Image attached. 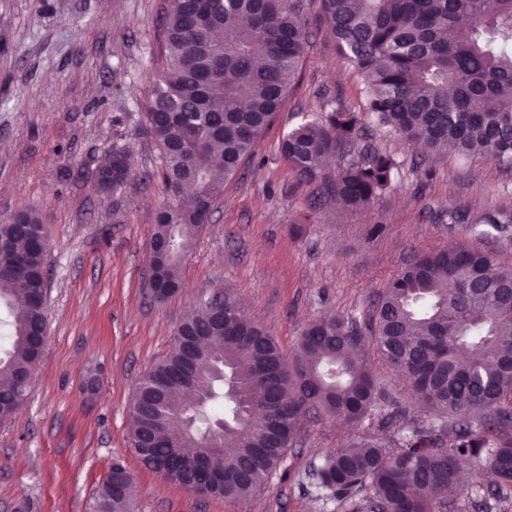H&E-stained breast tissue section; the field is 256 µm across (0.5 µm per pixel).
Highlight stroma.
Instances as JSON below:
<instances>
[{
  "label": "stroma",
  "mask_w": 512,
  "mask_h": 512,
  "mask_svg": "<svg viewBox=\"0 0 512 512\" xmlns=\"http://www.w3.org/2000/svg\"><path fill=\"white\" fill-rule=\"evenodd\" d=\"M167 7L0 0V219L35 212L47 236L46 342L25 403L0 418V512H87L116 457L132 476L133 512H317L311 462L365 423L309 418L280 471L241 499L197 497L135 455L132 395L183 317L234 297L287 353L313 320H362L417 254L463 244L512 264V167L425 151L370 123L365 144L399 164L391 188L361 209L310 210L319 190L296 178L283 135L308 113L364 108L361 77L315 26L276 120L201 229L181 290L150 299L143 284L164 189L144 101L162 64ZM123 147L134 173L100 194L95 172ZM489 219L506 232L467 233Z\"/></svg>",
  "instance_id": "stroma-1"
}]
</instances>
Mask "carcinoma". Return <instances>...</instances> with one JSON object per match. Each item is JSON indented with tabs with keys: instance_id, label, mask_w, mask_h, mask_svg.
<instances>
[{
	"instance_id": "obj_1",
	"label": "carcinoma",
	"mask_w": 512,
	"mask_h": 512,
	"mask_svg": "<svg viewBox=\"0 0 512 512\" xmlns=\"http://www.w3.org/2000/svg\"><path fill=\"white\" fill-rule=\"evenodd\" d=\"M169 0L165 64L154 73L147 124L158 142L165 198L150 242L149 262L163 287L182 286L183 264L199 232L201 212L215 205L257 140L281 111L308 39L305 0ZM318 21L364 78L366 116L406 142L460 156L480 153L512 166V0H320ZM468 22L467 35L459 23ZM361 117L343 107L307 115L281 140L298 179L321 198L362 208L391 187L397 163L367 148L351 153ZM125 166L101 169L112 191L130 177ZM42 229L33 213L0 220V244L23 259L0 270V319L10 349L0 357V410L7 417L26 398L38 362L32 336L44 312L32 302L44 278L45 254L33 245ZM168 354L138 383L129 407L128 440L151 442L142 462L170 482L200 468L205 432L224 423L223 491L240 499L277 473L316 413L369 420L349 445L312 464L323 512H512V265L461 247L420 255L390 279L369 307L365 328L336 320L304 327L290 357L267 329L224 298V320L204 304L179 324ZM374 353L420 394L435 415L410 420L366 355ZM196 383L180 385L187 363ZM161 383V422L143 407ZM259 412L263 430L252 424ZM464 461L494 475L461 484ZM131 474L112 461L91 512H131L122 487Z\"/></svg>"
}]
</instances>
